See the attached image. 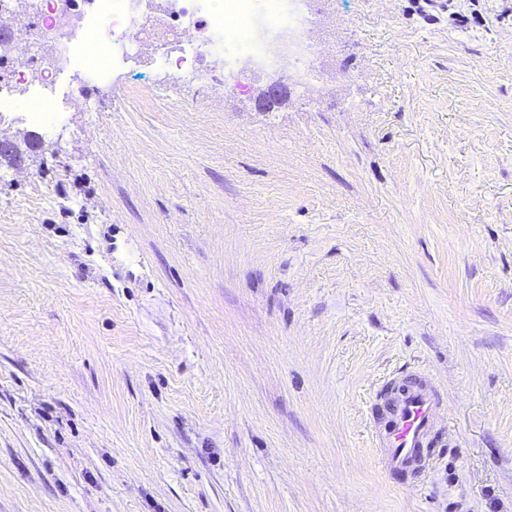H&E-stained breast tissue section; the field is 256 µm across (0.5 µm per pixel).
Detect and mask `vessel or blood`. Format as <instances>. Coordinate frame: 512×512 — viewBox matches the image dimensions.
<instances>
[{"label": "vessel or blood", "instance_id": "vessel-or-blood-1", "mask_svg": "<svg viewBox=\"0 0 512 512\" xmlns=\"http://www.w3.org/2000/svg\"><path fill=\"white\" fill-rule=\"evenodd\" d=\"M440 409L431 382L408 372L376 392L372 417L381 470L413 478L426 474L439 443L436 418Z\"/></svg>", "mask_w": 512, "mask_h": 512}]
</instances>
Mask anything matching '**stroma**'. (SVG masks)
Returning <instances> with one entry per match:
<instances>
[{
    "mask_svg": "<svg viewBox=\"0 0 512 512\" xmlns=\"http://www.w3.org/2000/svg\"><path fill=\"white\" fill-rule=\"evenodd\" d=\"M318 106L130 60L0 114V512H512V0H312ZM431 374L426 479L370 400Z\"/></svg>",
    "mask_w": 512,
    "mask_h": 512,
    "instance_id": "1",
    "label": "stroma"
}]
</instances>
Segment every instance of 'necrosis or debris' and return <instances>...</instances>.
Returning a JSON list of instances; mask_svg holds the SVG:
<instances>
[{
    "label": "necrosis or debris",
    "mask_w": 512,
    "mask_h": 512,
    "mask_svg": "<svg viewBox=\"0 0 512 512\" xmlns=\"http://www.w3.org/2000/svg\"><path fill=\"white\" fill-rule=\"evenodd\" d=\"M0 0V70L12 85L35 84L25 109L35 119L60 112L57 75L86 70L97 82L114 65L172 35L157 55L172 83L197 77L208 59L225 67L263 63L302 88L307 103L320 96V60L330 41L314 34L306 0Z\"/></svg>",
    "instance_id": "necrosis-or-debris-1"
}]
</instances>
